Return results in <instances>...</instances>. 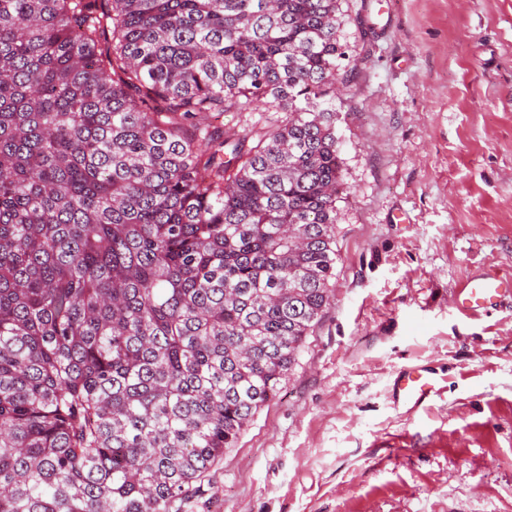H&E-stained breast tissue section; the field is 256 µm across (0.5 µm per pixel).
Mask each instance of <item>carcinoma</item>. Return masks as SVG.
I'll list each match as a JSON object with an SVG mask.
<instances>
[{
	"mask_svg": "<svg viewBox=\"0 0 512 512\" xmlns=\"http://www.w3.org/2000/svg\"><path fill=\"white\" fill-rule=\"evenodd\" d=\"M345 25L0 0V512H171L277 396L333 298ZM283 116L279 112H224V115L212 119L214 125L229 133L237 131H263L269 123Z\"/></svg>",
	"mask_w": 512,
	"mask_h": 512,
	"instance_id": "carcinoma-1",
	"label": "carcinoma"
}]
</instances>
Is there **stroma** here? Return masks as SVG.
Wrapping results in <instances>:
<instances>
[{"label":"stroma","instance_id":"1","mask_svg":"<svg viewBox=\"0 0 512 512\" xmlns=\"http://www.w3.org/2000/svg\"><path fill=\"white\" fill-rule=\"evenodd\" d=\"M336 93L335 297L297 365L179 512H512V0H349ZM448 387L416 413L397 375ZM512 293V279L487 273L466 280L453 296V307L464 314L486 312L498 298Z\"/></svg>","mask_w":512,"mask_h":512}]
</instances>
